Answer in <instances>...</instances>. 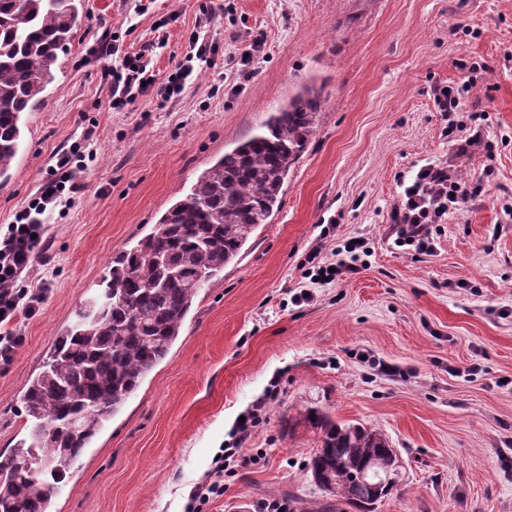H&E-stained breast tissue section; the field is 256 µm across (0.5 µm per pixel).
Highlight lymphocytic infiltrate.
Here are the masks:
<instances>
[{
    "label": "lymphocytic infiltrate",
    "instance_id": "f902f5d3",
    "mask_svg": "<svg viewBox=\"0 0 512 512\" xmlns=\"http://www.w3.org/2000/svg\"><path fill=\"white\" fill-rule=\"evenodd\" d=\"M192 44V52L187 53L174 71L162 80L147 68L140 53L113 54L105 73L112 88L113 105L134 104L151 89L165 102L180 97L196 64L206 61L211 51L201 35H193ZM69 166V156H61L57 162L61 176L44 183L29 210L16 216L14 224L8 225L6 232L0 234V282L5 285L4 291L0 292L1 361H9L24 341L23 336L12 331V324L21 316L36 317L45 300V289L21 288L17 281L30 264L37 243L45 237L47 217L65 202L64 191L71 177ZM484 191V179L460 183L452 166L429 163L420 167L404 185L390 214V221L396 226L398 246L431 251L432 225L441 223L448 211L465 200L480 197ZM259 422V414L249 416L237 432L236 445L224 449L214 458L210 474L196 483L190 494L189 506L193 512H202L211 500L223 496L225 474L251 464V457L243 454L241 445L250 438Z\"/></svg>",
    "mask_w": 512,
    "mask_h": 512
}]
</instances>
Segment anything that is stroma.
<instances>
[{"mask_svg":"<svg viewBox=\"0 0 512 512\" xmlns=\"http://www.w3.org/2000/svg\"><path fill=\"white\" fill-rule=\"evenodd\" d=\"M197 30L214 51L178 99L113 107L106 44L164 39L149 56L162 78ZM256 30L265 55L240 89L230 35ZM462 59L490 68L470 94L486 113L479 142L461 157L431 88L466 80ZM311 84L323 106L279 211L200 290L167 358L85 449L49 512H186L240 417L272 390L244 447L257 464L225 479L206 512L320 499L307 469L319 435L283 424L310 409L380 429L395 448L397 483L376 512H512V0H84L0 179V231L60 156L79 185L18 282L46 301L19 321L25 341L0 363V453L28 437L27 382L98 294L113 254ZM428 163L489 182L487 196L433 225L422 253L395 245L389 214L403 177ZM350 239L368 248L364 268L294 302L308 256L331 262Z\"/></svg>","mask_w":512,"mask_h":512,"instance_id":"1","label":"stroma"}]
</instances>
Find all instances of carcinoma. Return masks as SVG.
Wrapping results in <instances>:
<instances>
[{
	"instance_id": "cac0c4a2",
	"label": "carcinoma",
	"mask_w": 512,
	"mask_h": 512,
	"mask_svg": "<svg viewBox=\"0 0 512 512\" xmlns=\"http://www.w3.org/2000/svg\"><path fill=\"white\" fill-rule=\"evenodd\" d=\"M83 0H0V177L19 150L22 116L43 103L58 52L73 38ZM321 98L305 88L268 113L263 131L204 169L154 230L112 257L92 314L59 336L50 360L23 395L29 438L0 459V512H46L60 484L105 422L168 356L201 288L220 277L250 235L279 210L283 185L315 129ZM321 433L308 463L323 499L300 512L342 503L375 512L382 500L367 480L381 468L395 486L397 454L385 435L309 411ZM38 458L51 468L33 473Z\"/></svg>"
}]
</instances>
